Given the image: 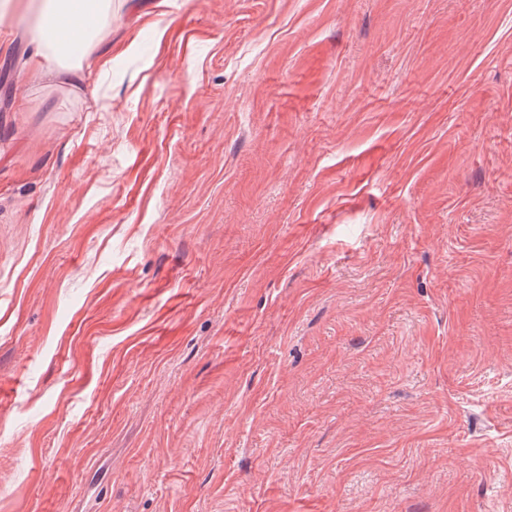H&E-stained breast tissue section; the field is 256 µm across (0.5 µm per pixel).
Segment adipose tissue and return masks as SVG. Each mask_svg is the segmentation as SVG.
Instances as JSON below:
<instances>
[{
  "label": "adipose tissue",
  "instance_id": "obj_1",
  "mask_svg": "<svg viewBox=\"0 0 512 512\" xmlns=\"http://www.w3.org/2000/svg\"><path fill=\"white\" fill-rule=\"evenodd\" d=\"M35 20L26 35L32 46L31 75H66L70 84L85 82L90 69L107 67L112 58L98 51L101 23L112 15V0H29Z\"/></svg>",
  "mask_w": 512,
  "mask_h": 512
}]
</instances>
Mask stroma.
Masks as SVG:
<instances>
[{"label": "stroma", "instance_id": "obj_1", "mask_svg": "<svg viewBox=\"0 0 512 512\" xmlns=\"http://www.w3.org/2000/svg\"><path fill=\"white\" fill-rule=\"evenodd\" d=\"M0 17V512H512V0ZM34 12V23L26 35L32 46L28 69L34 77L64 74L70 84L85 82L91 68L103 69L112 62L97 51L101 23L112 16V0H32L25 12ZM65 42L83 47L72 53Z\"/></svg>", "mask_w": 512, "mask_h": 512}]
</instances>
